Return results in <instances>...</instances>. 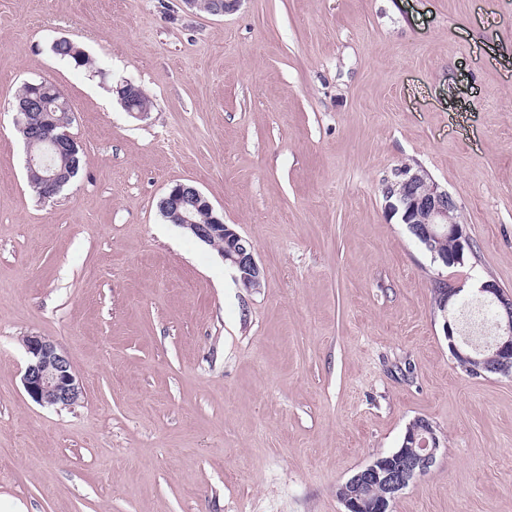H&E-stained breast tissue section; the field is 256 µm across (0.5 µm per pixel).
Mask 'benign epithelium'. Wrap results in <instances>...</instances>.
<instances>
[{"instance_id": "benign-epithelium-1", "label": "benign epithelium", "mask_w": 512, "mask_h": 512, "mask_svg": "<svg viewBox=\"0 0 512 512\" xmlns=\"http://www.w3.org/2000/svg\"><path fill=\"white\" fill-rule=\"evenodd\" d=\"M35 103L37 100L27 98L15 104L16 127L26 143L41 133L31 113ZM48 143L59 152L68 150L75 143L68 124L58 123ZM26 169L29 181L39 184L47 199L60 193L68 184L64 172L30 152L26 157ZM189 195L194 203L201 206L205 223H198L186 210L185 200ZM384 196L389 212L401 215L402 223L409 225L420 245L431 252L433 261L445 267L464 263V255L472 251V244L462 225L453 219L456 202L426 171L409 165L395 168L392 178L386 182ZM163 215L206 244L219 235L224 236V249L219 254L234 271L235 280L245 288L260 284L263 268L256 259L253 243L225 224L196 186L177 183L170 187L164 194ZM443 237L452 243V249L446 254L438 252L435 246V242ZM462 291V285L446 279H439L434 284L435 307L444 320V335L455 360L462 367L480 374L511 375L512 295L492 280L482 283L479 288L484 299L495 306L496 329L494 342L480 351L458 340L457 327L449 319V307L454 305ZM24 347L28 362L22 381L29 397L44 406L71 407L77 404L83 396L84 387L66 353L40 335L25 337ZM441 447L442 440L434 427L424 419H415L407 427L400 448L359 469L337 486L336 496L346 512H391L397 495L414 478L429 470Z\"/></svg>"}]
</instances>
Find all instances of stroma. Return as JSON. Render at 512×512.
I'll return each mask as SVG.
<instances>
[{
  "mask_svg": "<svg viewBox=\"0 0 512 512\" xmlns=\"http://www.w3.org/2000/svg\"><path fill=\"white\" fill-rule=\"evenodd\" d=\"M37 81L83 155L48 201L12 110ZM404 164L454 198L463 265L388 212ZM179 182L254 244L260 287L163 218ZM439 277L512 293V0H0V512H345L337 485L419 417L446 446L393 512H512V376L459 367ZM31 334L76 405L26 394Z\"/></svg>",
  "mask_w": 512,
  "mask_h": 512,
  "instance_id": "stroma-1",
  "label": "stroma"
}]
</instances>
